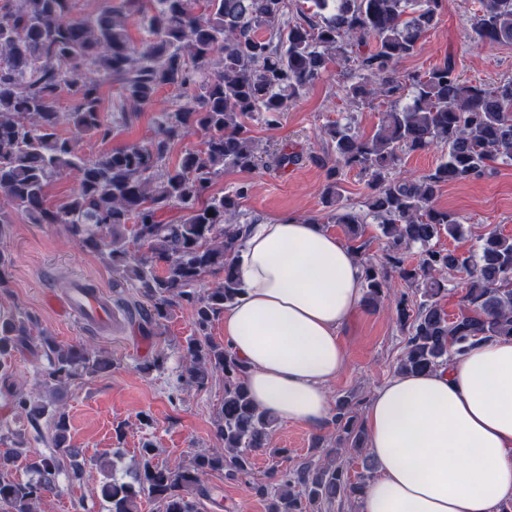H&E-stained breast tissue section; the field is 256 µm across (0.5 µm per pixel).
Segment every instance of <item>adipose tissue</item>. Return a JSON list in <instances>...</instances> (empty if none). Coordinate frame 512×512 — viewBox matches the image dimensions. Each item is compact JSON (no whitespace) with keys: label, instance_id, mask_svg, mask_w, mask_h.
<instances>
[{"label":"adipose tissue","instance_id":"1","mask_svg":"<svg viewBox=\"0 0 512 512\" xmlns=\"http://www.w3.org/2000/svg\"><path fill=\"white\" fill-rule=\"evenodd\" d=\"M235 263L241 292L224 341L247 367L251 399L322 430L326 389L347 366L341 331L365 291L358 260L323 225L285 215L245 225ZM363 424L377 474L360 512H498L512 501V338L393 376Z\"/></svg>","mask_w":512,"mask_h":512}]
</instances>
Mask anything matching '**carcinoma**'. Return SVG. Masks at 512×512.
<instances>
[{
  "label": "carcinoma",
  "mask_w": 512,
  "mask_h": 512,
  "mask_svg": "<svg viewBox=\"0 0 512 512\" xmlns=\"http://www.w3.org/2000/svg\"><path fill=\"white\" fill-rule=\"evenodd\" d=\"M471 29L475 40L512 44V0H479ZM441 0H121L83 18L73 0H5L0 5V196L32 224H63L85 248L102 255L120 275L114 287L134 288L128 305L144 335H156L178 308L194 313V336L185 347L182 379L203 388L214 372L224 379V400L215 420L220 447L197 452L173 468L152 464L153 444H143L142 467L132 480L104 483L109 512H138V500L155 501L160 512H197L207 495L203 479L215 470L235 478L251 473V453L266 447L278 418L254 405L244 385L246 367L209 338L214 318L240 293L235 254L242 225L232 219L249 193L243 184L220 197L209 195L226 168L252 170L262 157L248 120L272 127L281 114L330 67L351 65L357 81L344 86L356 103L383 97L391 103L368 136L350 124L324 129L336 161L326 167L323 191L329 218L347 228L349 248L363 268L364 301L377 305L394 275L419 293L397 301L408 340L397 371L421 373L448 365L470 347L512 337V237L495 230L481 237L478 253L460 256L436 246L462 233L458 217L434 205L441 187L490 175L494 164L512 161V79L493 86L461 79L452 58L420 74L400 76L396 64L414 54L437 23ZM140 22L148 38L136 44L127 19ZM106 82L119 85L137 110L157 103L163 87L186 98L160 109L144 143L114 148L95 158L80 150L85 136L112 139V120L100 107ZM75 95L72 111L57 108L63 91ZM68 124L69 136L59 134ZM204 134L203 148L185 150L177 166L165 159L170 145ZM442 148L435 167L417 176L396 173L405 153ZM286 169L299 154L271 153ZM368 178L366 206L387 249L380 263L365 258L363 219L342 212L341 170ZM72 175L77 189L60 205L46 188ZM178 206L181 224H162L157 213ZM136 245L130 250L128 243ZM420 246L417 263L406 253ZM466 270L461 307L449 317L441 306L447 273ZM220 276L212 288L201 283ZM36 321L0 310V376L10 356L28 347L46 360L40 390L11 394L9 408L33 425L45 421L54 450L31 456L22 429L0 426V512H35L58 491L64 470L81 452L67 445L68 415L51 399L77 376L108 371L113 360L81 343L33 336ZM330 423L337 442L361 452L365 431L352 401L336 402ZM25 459L34 478L18 480L8 469ZM366 482H353L344 463L325 458L278 476V485L258 480L253 489L267 512H307L339 495L360 497Z\"/></svg>",
  "instance_id": "obj_1"
}]
</instances>
